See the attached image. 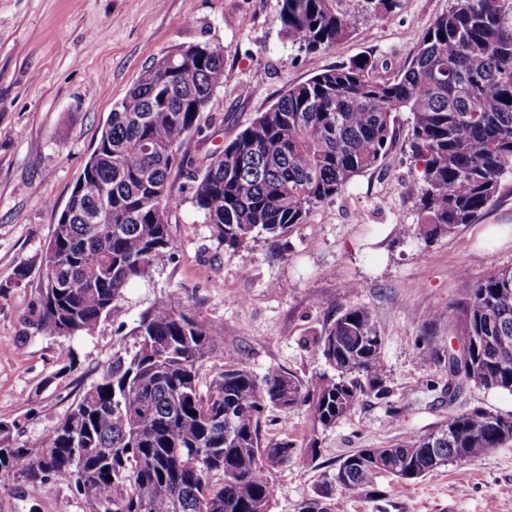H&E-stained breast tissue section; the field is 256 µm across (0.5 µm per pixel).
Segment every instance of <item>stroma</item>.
Here are the masks:
<instances>
[{
	"label": "stroma",
	"mask_w": 512,
	"mask_h": 512,
	"mask_svg": "<svg viewBox=\"0 0 512 512\" xmlns=\"http://www.w3.org/2000/svg\"><path fill=\"white\" fill-rule=\"evenodd\" d=\"M449 0H398L381 16L364 0H342L357 14L352 35L326 51L293 45L278 21L280 0H0V420L23 438L52 429L97 383L117 351L134 352L139 317L170 290L220 326L223 341L200 368L221 371L225 354L256 374L283 368L301 377L324 371L309 342L347 308L370 311L383 338L384 395L365 394L351 415L317 435L315 459L275 468L272 512H505L512 505V442L495 453L451 464L402 487L389 474L383 497L350 498L330 488L336 462L359 448H384L434 430L449 414L482 407L512 414V394L467 386L448 397L445 362L426 354L430 336L453 343L456 329L438 308L463 282L512 268V239L485 237L512 227V175L474 224L429 241L418 238L414 198L419 167L406 144L409 115L397 116L387 164L356 177L345 194L313 208L285 237L259 234L226 252L191 202V181L173 173L182 200L170 217L171 262L127 288L91 334L35 335L23 318L58 215L106 127L113 106L166 51L207 43L224 49V84L201 119L204 139L188 143L203 158L221 151L289 85L362 55L392 76ZM357 283L348 292L347 283ZM310 421L299 409L281 420L267 409L263 434L307 445ZM0 512H100L66 483L0 486Z\"/></svg>",
	"instance_id": "35a3bbf8"
}]
</instances>
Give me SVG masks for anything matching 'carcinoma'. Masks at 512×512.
I'll return each instance as SVG.
<instances>
[{"instance_id": "carcinoma-1", "label": "carcinoma", "mask_w": 512, "mask_h": 512, "mask_svg": "<svg viewBox=\"0 0 512 512\" xmlns=\"http://www.w3.org/2000/svg\"><path fill=\"white\" fill-rule=\"evenodd\" d=\"M340 0H281L285 35L315 53L349 37L357 16ZM360 57L293 84L218 157L184 149L204 132L201 114L224 85V49L190 45L164 53L115 105L59 215L25 318L41 335L88 334L132 282L171 261L170 214L182 200L171 173L193 181L192 203L225 249L264 232L287 234L311 209L343 195L355 177L386 162L396 117L407 112L411 157L421 167L415 200L429 240L476 223L512 174V0H450L386 81ZM112 223L92 220L100 207ZM448 304L458 340L512 337V268L478 280L461 274ZM135 332L138 350L116 354L49 431L15 438L0 421V486L68 483L103 512H271V470L297 455L284 437L264 442L266 410L283 420L304 407L313 432L348 417L361 397L384 392L382 337L371 313L349 308L312 339L334 374L262 376L230 354L206 384L199 370L221 329L194 314L176 290L154 302ZM482 368L470 378L512 393V353L469 348ZM448 359V401L464 388ZM512 440V414L476 408L451 414L424 436L388 448H360L336 464L333 483L349 496L376 492L383 474L409 487L450 463L496 452Z\"/></svg>"}]
</instances>
